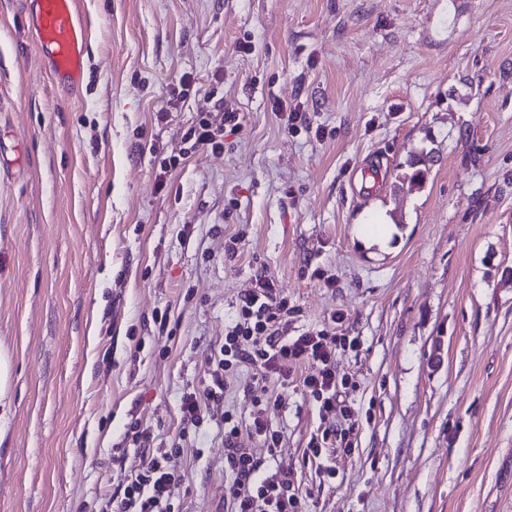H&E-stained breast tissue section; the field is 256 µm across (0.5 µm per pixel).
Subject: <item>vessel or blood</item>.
<instances>
[{"label":"vessel or blood","mask_w":512,"mask_h":512,"mask_svg":"<svg viewBox=\"0 0 512 512\" xmlns=\"http://www.w3.org/2000/svg\"><path fill=\"white\" fill-rule=\"evenodd\" d=\"M30 27L40 54L60 87L77 88L85 72L86 50L90 39L81 22V0H34Z\"/></svg>","instance_id":"vessel-or-blood-1"}]
</instances>
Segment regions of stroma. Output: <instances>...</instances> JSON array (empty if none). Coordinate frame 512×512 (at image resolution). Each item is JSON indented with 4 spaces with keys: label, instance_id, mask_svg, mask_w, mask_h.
<instances>
[{
    "label": "stroma",
    "instance_id": "35a3bbf8",
    "mask_svg": "<svg viewBox=\"0 0 512 512\" xmlns=\"http://www.w3.org/2000/svg\"><path fill=\"white\" fill-rule=\"evenodd\" d=\"M30 3L0 0V512H99L134 422L182 440L180 512H218L224 441L211 417L180 439V397L259 270L291 334L336 313L357 340L335 354L355 410L335 478L303 458L321 419L300 382L272 418L265 467L310 512H512V0H83L73 90ZM227 109L223 151L184 141ZM249 379L222 403L243 448ZM12 358L11 354L0 348V427L6 425L10 412V393L12 381Z\"/></svg>",
    "mask_w": 512,
    "mask_h": 512
}]
</instances>
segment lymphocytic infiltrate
<instances>
[{
  "label": "lymphocytic infiltrate",
  "instance_id": "obj_1",
  "mask_svg": "<svg viewBox=\"0 0 512 512\" xmlns=\"http://www.w3.org/2000/svg\"><path fill=\"white\" fill-rule=\"evenodd\" d=\"M239 124L240 115L232 110L208 114L200 117L185 137L216 152L224 148L225 132ZM237 311L236 320L224 330L218 352L206 359L203 388L184 392L181 397L182 431H196L214 404L223 401L238 372L252 370L251 427L260 445L240 447L239 423L232 412L224 413V469L230 477L226 506L230 512H306V501L290 472L263 470L284 438L271 423L272 414L282 405L277 388L300 381L317 403L326 425L311 436L304 458L321 462L326 476L335 478L336 458L351 454L354 430V411L339 395L349 380L338 376L334 366L336 349L345 345L346 339L337 335L332 324L289 335L293 308L262 271L256 272L253 288L240 297ZM308 366L314 367V374L302 375V368ZM126 436L139 448V461L121 474L118 492L103 499L101 512H174L172 489L177 479L170 460L182 453V446L154 447L150 433L136 424L129 427Z\"/></svg>",
  "mask_w": 512,
  "mask_h": 512
}]
</instances>
